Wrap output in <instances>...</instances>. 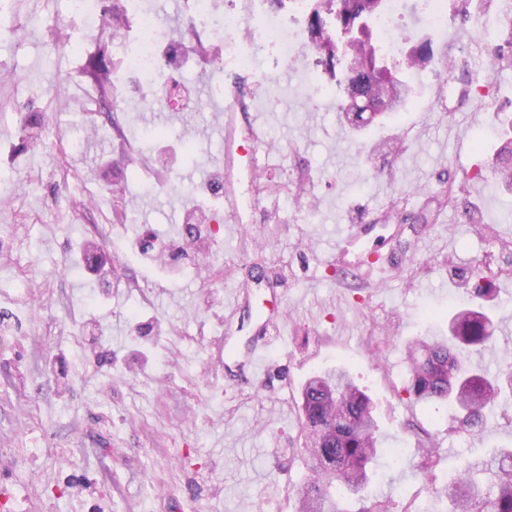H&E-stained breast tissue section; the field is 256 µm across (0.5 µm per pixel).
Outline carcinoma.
<instances>
[{"label":"carcinoma","mask_w":512,"mask_h":512,"mask_svg":"<svg viewBox=\"0 0 512 512\" xmlns=\"http://www.w3.org/2000/svg\"><path fill=\"white\" fill-rule=\"evenodd\" d=\"M378 2L386 4V0H313L306 16V50L336 80L338 111L353 128L398 111L409 98L407 83L389 78L391 71L372 43L367 16ZM497 26L508 37L487 48L490 65L512 67V16L498 20ZM433 59L432 43L424 40L412 50L405 67H425ZM117 66L100 55L84 76L104 89L112 85ZM503 139L492 169L512 191V121ZM493 332L494 321L474 308V300L467 301L450 318L448 335L432 333L409 348L406 393L425 404H451L457 427L472 436L480 434L502 386L512 389V367L496 371L473 367L460 349L485 346ZM302 426L313 473L297 492L298 512H349L342 502L361 495L381 454L370 398L347 369L327 370L311 377L302 389ZM437 494L449 501V512H512V452L464 469Z\"/></svg>","instance_id":"carcinoma-1"}]
</instances>
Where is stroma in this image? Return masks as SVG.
Segmentation results:
<instances>
[{
  "instance_id": "obj_1",
  "label": "stroma",
  "mask_w": 512,
  "mask_h": 512,
  "mask_svg": "<svg viewBox=\"0 0 512 512\" xmlns=\"http://www.w3.org/2000/svg\"><path fill=\"white\" fill-rule=\"evenodd\" d=\"M150 7L183 62L169 70L189 92L179 111L132 107L148 92L123 69L101 96L82 69L98 46L122 47L70 0H0L14 25L0 36V167L13 170L0 178V512H294L310 475L301 389L336 366L372 398L384 448L403 454L377 461L366 496L388 512H448L421 474L427 439L450 481L512 448V424L465 436L447 405L409 398L406 347L447 330L477 287L480 310L512 325V192L491 171L512 69L480 68L456 13L436 30L403 0L397 55L428 38L434 59L402 71L400 111L353 131L315 61L318 99L271 54L244 65L226 46L219 71L207 32L186 30L185 0ZM227 75L258 87L267 135L258 167L241 154L229 174L224 102L203 90ZM69 175L89 194L60 217ZM223 176L240 222L182 193ZM448 182L456 201L442 205ZM390 209L400 230L377 242L372 277L334 259L346 224ZM150 237L187 252L147 265L127 244ZM272 306L280 328L259 378L240 384L231 351Z\"/></svg>"
}]
</instances>
